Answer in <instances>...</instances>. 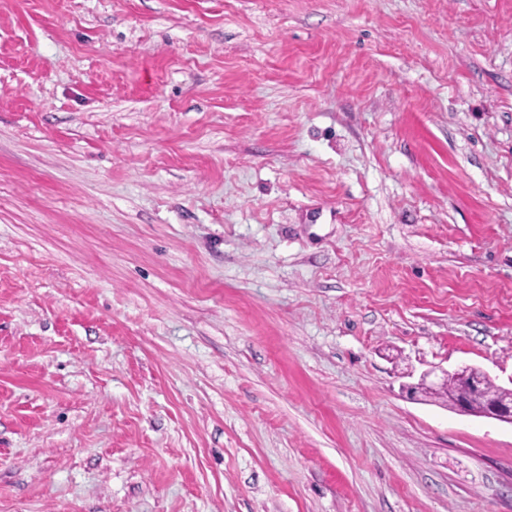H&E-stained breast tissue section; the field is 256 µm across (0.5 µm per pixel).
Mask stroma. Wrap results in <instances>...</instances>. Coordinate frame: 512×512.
<instances>
[{
    "label": "stroma",
    "instance_id": "1",
    "mask_svg": "<svg viewBox=\"0 0 512 512\" xmlns=\"http://www.w3.org/2000/svg\"><path fill=\"white\" fill-rule=\"evenodd\" d=\"M512 0H0V512H512ZM448 373V370H442V375L437 379V381H432L429 384H426L425 380L426 377L429 376V374H427V376L423 377L424 379L422 380L423 382L421 384H425L429 387H438L445 380V378H447ZM453 373L458 374L465 381H470L472 388L476 391L481 390L484 385V379L489 378V376L485 372H482L478 369L470 370L468 367H463L461 369L455 370ZM462 379L457 378L454 375H449L447 389L438 390L434 392H425V394H429L437 398L446 397L448 402L451 405H453V403L456 402V400L466 392L465 383ZM507 391L508 395L503 396L504 399L487 400L477 408H470L466 403H462L458 411L512 424V388H507Z\"/></svg>",
    "mask_w": 512,
    "mask_h": 512
}]
</instances>
